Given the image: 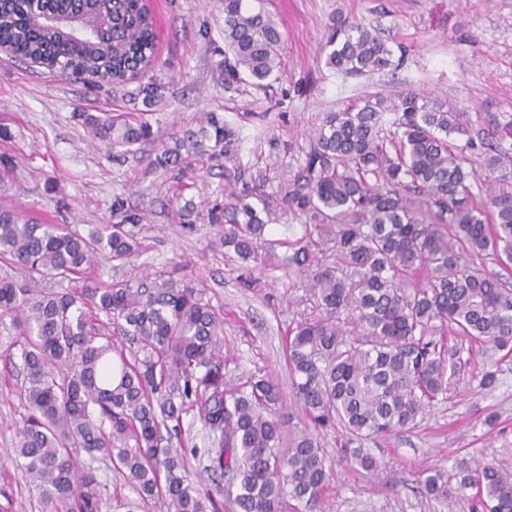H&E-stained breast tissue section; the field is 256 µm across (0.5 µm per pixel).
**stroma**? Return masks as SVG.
<instances>
[{"label": "stroma", "mask_w": 512, "mask_h": 512, "mask_svg": "<svg viewBox=\"0 0 512 512\" xmlns=\"http://www.w3.org/2000/svg\"><path fill=\"white\" fill-rule=\"evenodd\" d=\"M156 22L157 66L163 101L151 122L161 128L194 126L212 112L240 126L239 164L256 161L258 143L278 142L274 176L287 173L324 112L368 94L400 88L449 99L473 130L492 132L512 120V0H263L284 37L279 79L265 89H224L216 68L224 47L222 0H150ZM362 20L390 46H402L401 67L343 76L325 64L320 48L331 17ZM137 81L112 89L88 87L0 53V194L36 218L81 234L112 223L116 202L136 210L142 249L128 275L168 270L174 279L199 282L224 308V353L232 378L266 372L279 383L294 426V404L283 337L291 320L311 313L313 299L293 287L279 268L288 232L272 225L253 257L226 254L223 232L206 221L181 223L177 194L200 209L227 203L235 166H199L161 174L148 163L156 147L119 156L95 142L80 112H136ZM498 362L494 387L464 372L450 398L419 417L414 428L363 441L377 470L343 459L335 431L318 437L334 479L326 512H469L467 503L420 492L428 468L451 469L479 460L512 469V360ZM17 372L0 363V512H42L29 478L11 462L24 406L12 393ZM495 424H486L487 414Z\"/></svg>", "instance_id": "35a3bbf8"}]
</instances>
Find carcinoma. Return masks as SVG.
Here are the masks:
<instances>
[{"mask_svg": "<svg viewBox=\"0 0 512 512\" xmlns=\"http://www.w3.org/2000/svg\"><path fill=\"white\" fill-rule=\"evenodd\" d=\"M156 32L144 0H0V45L61 77L119 87L152 69ZM326 65L358 75L392 65L393 50L362 22L332 19ZM283 40L263 8L224 0V90L276 80ZM151 77L139 92L158 103ZM90 134L123 155L161 143L151 165L168 171L187 149L236 160L239 129L211 112L162 142L146 113H83ZM478 162L476 142L446 99L412 90L368 95L326 112L288 177L237 168L234 202L208 210L224 249L247 261L278 209L302 232L281 240L283 266L304 282L319 314L284 335L299 430L274 379L227 378L224 309L207 289L164 272L104 281L107 255L125 265L141 247L120 221L88 235L0 204V320L20 359L16 394L27 414L15 463L43 512H100L101 485L85 461L107 456L138 493V512H324L332 478L317 435L350 440L413 428L448 398L470 360L459 342L512 354V183L495 175L512 150V120ZM492 260L501 272L488 273ZM201 424V443L185 417ZM364 468L376 460L342 445ZM197 467L215 488L187 479ZM434 498L471 512H512V470L494 464L423 479Z\"/></svg>", "mask_w": 512, "mask_h": 512, "instance_id": "obj_1", "label": "carcinoma"}]
</instances>
